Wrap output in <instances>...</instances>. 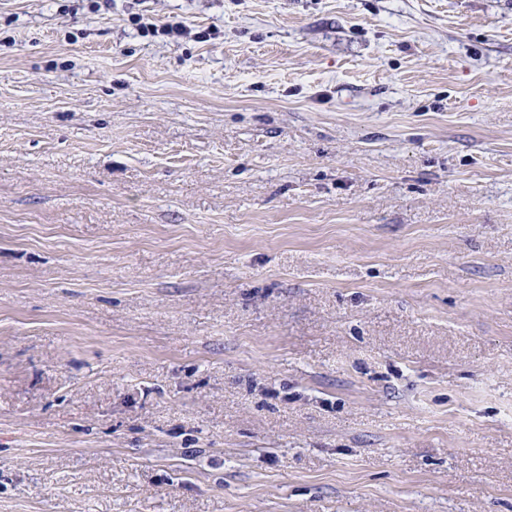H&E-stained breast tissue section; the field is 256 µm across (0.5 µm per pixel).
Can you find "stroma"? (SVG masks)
<instances>
[{"mask_svg":"<svg viewBox=\"0 0 512 512\" xmlns=\"http://www.w3.org/2000/svg\"><path fill=\"white\" fill-rule=\"evenodd\" d=\"M0 512H512V0H0Z\"/></svg>","mask_w":512,"mask_h":512,"instance_id":"obj_1","label":"stroma"}]
</instances>
